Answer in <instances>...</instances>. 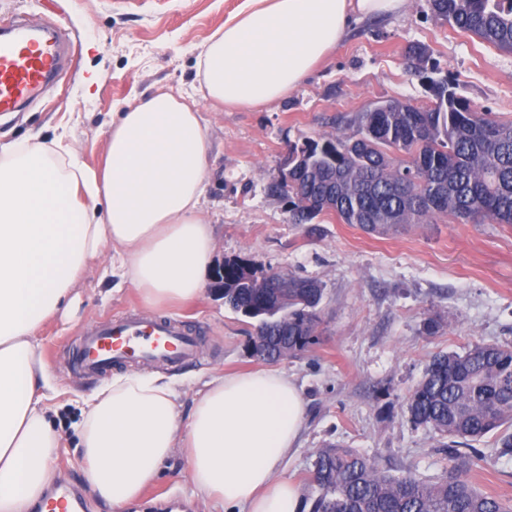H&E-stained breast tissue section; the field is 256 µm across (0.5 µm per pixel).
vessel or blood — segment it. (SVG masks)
<instances>
[{
  "instance_id": "1",
  "label": "vessel or blood",
  "mask_w": 512,
  "mask_h": 512,
  "mask_svg": "<svg viewBox=\"0 0 512 512\" xmlns=\"http://www.w3.org/2000/svg\"><path fill=\"white\" fill-rule=\"evenodd\" d=\"M61 48L50 26L23 21L0 34V112H13L23 102L43 95L59 74ZM196 341L174 322L110 319L92 328L79 350L83 369L99 374L130 358L171 365L193 356ZM78 498L70 488L45 500L42 512H72Z\"/></svg>"
}]
</instances>
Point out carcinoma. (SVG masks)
<instances>
[{"label": "carcinoma", "instance_id": "carcinoma-1", "mask_svg": "<svg viewBox=\"0 0 512 512\" xmlns=\"http://www.w3.org/2000/svg\"><path fill=\"white\" fill-rule=\"evenodd\" d=\"M432 16L502 50H512V0H428ZM431 102L389 101L350 121L351 136H323L289 147L292 220L318 217L309 204L336 195L333 212L345 224L384 234L403 224L450 216L473 224H512V124L499 122L456 92L448 79H429ZM401 152L400 159L393 153ZM422 162L441 193L425 205L426 186L411 177ZM321 285L279 272L263 277L247 260H224V304L254 321V335L288 343V355L318 342ZM414 426L439 433L448 465L440 478L394 475L351 448L316 454L308 483L309 512H512V502L487 495L471 479L485 456L469 442L501 427L512 449V348L476 345L464 354L438 353L407 402Z\"/></svg>", "mask_w": 512, "mask_h": 512}]
</instances>
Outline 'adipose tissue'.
<instances>
[{"label": "adipose tissue", "instance_id": "obj_1", "mask_svg": "<svg viewBox=\"0 0 512 512\" xmlns=\"http://www.w3.org/2000/svg\"><path fill=\"white\" fill-rule=\"evenodd\" d=\"M405 0H241L197 58L196 92L163 87L121 102L102 172L64 135L0 143V512H29L54 477L63 435L45 402L42 327L111 250L146 308L194 301L217 244L204 214L210 126L200 100L261 106L294 90L347 28ZM83 473L125 512L182 450L195 493L233 512H302L280 471L304 421L296 384L276 370L218 375L182 416L171 382L118 374L86 402Z\"/></svg>", "mask_w": 512, "mask_h": 512}]
</instances>
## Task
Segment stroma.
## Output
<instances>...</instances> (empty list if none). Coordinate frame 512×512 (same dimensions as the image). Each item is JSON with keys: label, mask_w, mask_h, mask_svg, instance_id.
<instances>
[{"label": "stroma", "mask_w": 512, "mask_h": 512, "mask_svg": "<svg viewBox=\"0 0 512 512\" xmlns=\"http://www.w3.org/2000/svg\"><path fill=\"white\" fill-rule=\"evenodd\" d=\"M240 0H0V21L52 23L65 58L54 90L0 118V139L64 129L86 167L99 168L105 131L118 100H140L160 87L188 89L199 82L197 47ZM430 49L425 64L453 80L459 95L480 110L512 122V53L431 15L427 0H407L397 13L355 24L330 57L286 96L263 106L214 110L205 184L206 212L218 244L217 261L241 257L259 269L318 281L319 342L276 362L298 386L305 416L286 477L305 485L318 449L341 445L400 473L441 476L447 460L438 433L411 425L406 403L432 356L464 353L475 345L512 346V224H472L435 216L385 234L368 233L325 213L309 224L290 221L287 201L269 190L288 168V147L324 135L349 136L362 109L398 99L429 103L408 49ZM98 82L85 88L89 71ZM110 255L86 268L71 314L39 334L49 370L50 406L64 435L54 467L77 488L86 512H112L89 490L82 472L79 433L84 398L111 383L113 373L88 376L79 361L81 339L109 317L166 319L190 328L197 354L172 366L139 360L115 373L175 378L182 413H189L212 376L259 370L248 318L224 304L212 283L201 299L154 311L131 284L114 291ZM439 330L427 335L424 324ZM498 432L478 442L486 454L472 472L485 493L512 500V453L502 454ZM128 512H224L193 492L181 452L166 461L155 485Z\"/></svg>", "instance_id": "obj_1"}]
</instances>
